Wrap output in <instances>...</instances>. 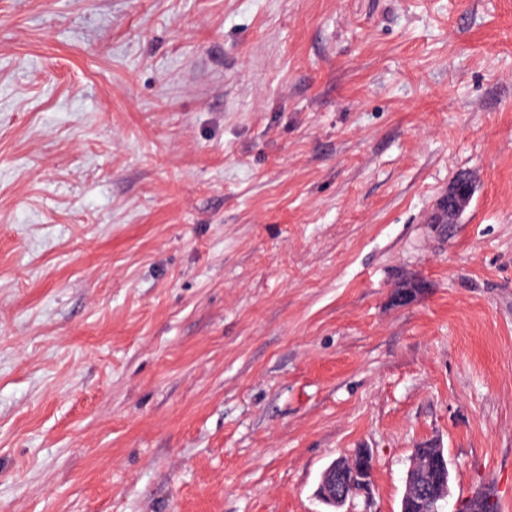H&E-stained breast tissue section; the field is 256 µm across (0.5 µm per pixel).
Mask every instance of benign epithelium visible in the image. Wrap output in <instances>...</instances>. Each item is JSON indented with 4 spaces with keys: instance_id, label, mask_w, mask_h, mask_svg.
<instances>
[{
    "instance_id": "7a95c632",
    "label": "benign epithelium",
    "mask_w": 512,
    "mask_h": 512,
    "mask_svg": "<svg viewBox=\"0 0 512 512\" xmlns=\"http://www.w3.org/2000/svg\"><path fill=\"white\" fill-rule=\"evenodd\" d=\"M472 181L464 177L458 183L448 187L443 202L448 214L446 223L454 224L466 208L473 193ZM365 461H374V455L368 448H358L349 456L336 458L323 472L316 495L326 503L340 509L351 499L369 495L373 481L374 467H364ZM444 496L441 485H429L422 478L421 468L411 466L405 485L406 503L415 499H435Z\"/></svg>"
}]
</instances>
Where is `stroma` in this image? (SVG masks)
I'll use <instances>...</instances> for the list:
<instances>
[{
  "instance_id": "35a3bbf8",
  "label": "stroma",
  "mask_w": 512,
  "mask_h": 512,
  "mask_svg": "<svg viewBox=\"0 0 512 512\" xmlns=\"http://www.w3.org/2000/svg\"><path fill=\"white\" fill-rule=\"evenodd\" d=\"M358 448L351 512L416 448L512 512V0H0V512H325ZM473 190V183L467 177H463L458 183L450 185L448 192L443 196L448 220L439 223L455 224L457 218L466 208ZM365 461H370L371 467H363ZM374 466V455L368 448H358L349 456L336 458L322 474L316 491L317 497L335 505L337 512L357 496L368 497Z\"/></svg>"
}]
</instances>
